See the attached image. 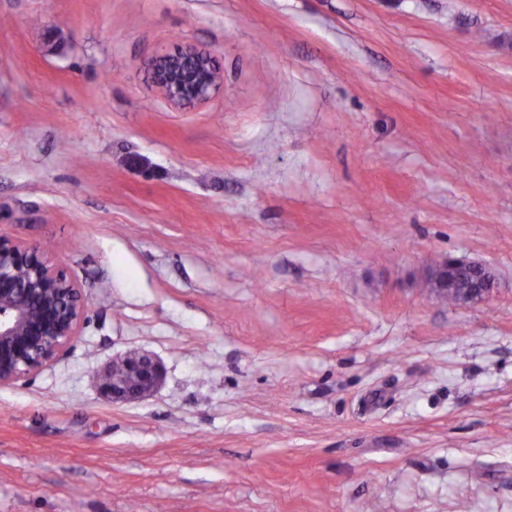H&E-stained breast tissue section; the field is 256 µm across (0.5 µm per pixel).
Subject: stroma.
<instances>
[{"label": "stroma", "mask_w": 512, "mask_h": 512, "mask_svg": "<svg viewBox=\"0 0 512 512\" xmlns=\"http://www.w3.org/2000/svg\"><path fill=\"white\" fill-rule=\"evenodd\" d=\"M0 234L87 303L0 387V512H512V0H0ZM149 69L166 100L176 107L205 103L221 88L213 57L192 44L157 53ZM467 264H472L474 266H468ZM463 268H469V270H474L480 273L483 280L488 283L487 279L485 278V273L481 271V269H484L488 274L491 275V272L482 264L474 263V262H465L461 260L456 259H445L441 261L438 265H436L431 273L432 279L435 280V282H439L440 280H444L448 278V288L452 285L453 281L450 278V274L454 273L455 271H459ZM448 274V275H447ZM489 284V283H488ZM164 378L162 363L143 351H131L112 361L101 376V393L112 402L142 400L161 385Z\"/></svg>", "instance_id": "1"}]
</instances>
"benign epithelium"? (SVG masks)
<instances>
[{
  "label": "benign epithelium",
  "mask_w": 512,
  "mask_h": 512,
  "mask_svg": "<svg viewBox=\"0 0 512 512\" xmlns=\"http://www.w3.org/2000/svg\"><path fill=\"white\" fill-rule=\"evenodd\" d=\"M154 83L176 107L202 104L221 88L207 51L192 44L160 52L149 61ZM467 267L445 259L432 279ZM87 310L77 283L31 246L0 235V387L9 386L56 361L78 336ZM164 378L162 363L143 351L112 361L101 376V393L114 403L150 396Z\"/></svg>",
  "instance_id": "7a95c632"
}]
</instances>
